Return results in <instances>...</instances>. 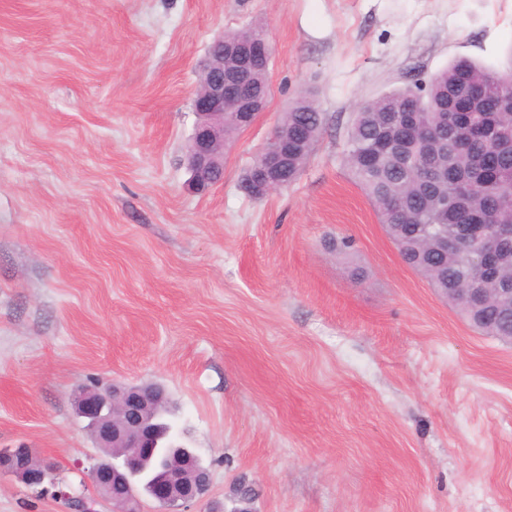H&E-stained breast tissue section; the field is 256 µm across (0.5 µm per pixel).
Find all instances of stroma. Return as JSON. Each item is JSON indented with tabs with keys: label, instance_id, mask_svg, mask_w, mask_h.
<instances>
[{
	"label": "stroma",
	"instance_id": "35a3bbf8",
	"mask_svg": "<svg viewBox=\"0 0 512 512\" xmlns=\"http://www.w3.org/2000/svg\"><path fill=\"white\" fill-rule=\"evenodd\" d=\"M255 24L267 106L196 193L199 63ZM458 57L512 69V0H0V449L79 486L73 393L158 383L211 473L187 512H512V344L402 262L343 164L360 102ZM304 92L322 134L249 197ZM0 512L68 510L2 477Z\"/></svg>",
	"mask_w": 512,
	"mask_h": 512
}]
</instances>
